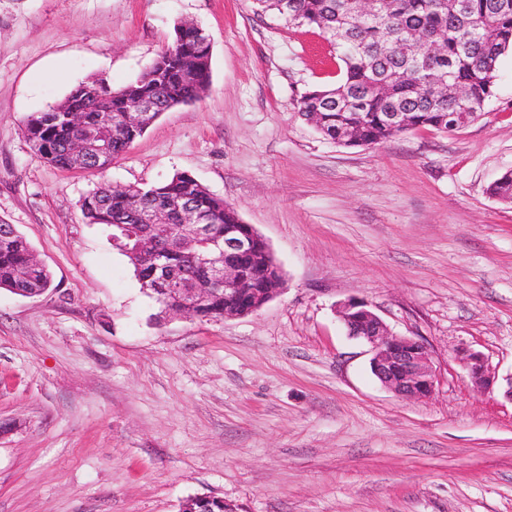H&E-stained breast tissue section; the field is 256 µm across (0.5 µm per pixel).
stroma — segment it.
I'll return each mask as SVG.
<instances>
[{
  "instance_id": "1",
  "label": "stroma",
  "mask_w": 512,
  "mask_h": 512,
  "mask_svg": "<svg viewBox=\"0 0 512 512\" xmlns=\"http://www.w3.org/2000/svg\"><path fill=\"white\" fill-rule=\"evenodd\" d=\"M204 29L210 81L92 176L47 163L22 123L79 84L135 81L177 24ZM320 30L253 0H0V224L52 273L0 289V512H512V53L481 117L345 148L296 103L339 78ZM193 175L269 245L282 291L258 311L160 315L112 231L84 218L97 181ZM368 303L420 339L433 394L405 400L337 310ZM480 352L497 378L475 387ZM461 360L468 370L472 382L478 389H488L496 382L495 375L488 372L483 357L473 351L463 352ZM215 499L218 501L217 505L214 504ZM218 503H220L223 507L222 512H234L232 508L227 507V505L224 504V500L213 496H200L189 498L183 502L180 512H214L218 511L219 507L221 508V505H219ZM213 504L214 511L212 509Z\"/></svg>"
}]
</instances>
